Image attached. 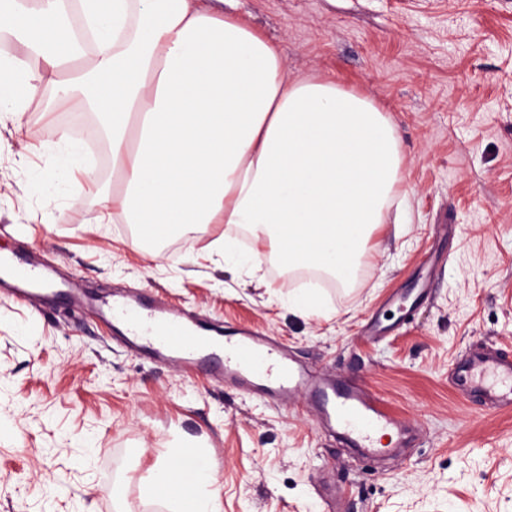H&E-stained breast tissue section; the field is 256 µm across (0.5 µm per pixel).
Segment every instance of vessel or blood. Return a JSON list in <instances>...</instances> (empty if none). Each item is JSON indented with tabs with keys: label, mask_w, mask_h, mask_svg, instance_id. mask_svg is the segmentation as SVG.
I'll return each instance as SVG.
<instances>
[{
	"label": "vessel or blood",
	"mask_w": 512,
	"mask_h": 512,
	"mask_svg": "<svg viewBox=\"0 0 512 512\" xmlns=\"http://www.w3.org/2000/svg\"><path fill=\"white\" fill-rule=\"evenodd\" d=\"M0 275L12 281L11 293L19 298L39 297L45 281L42 265L32 261L23 264L0 258ZM98 313L118 328L132 348L148 352L160 362H174L186 369L200 366L216 380L258 387L260 395L278 401L302 393L318 396L321 416L335 420L362 447H373L376 433L401 427L365 385H328L298 372L269 337L240 329L234 335L216 338L203 322H186L162 303L146 302L140 293L113 299ZM456 379L482 405L497 411L512 409V356L475 354L458 368Z\"/></svg>",
	"instance_id": "b4317fda"
}]
</instances>
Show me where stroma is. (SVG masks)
<instances>
[{"label":"stroma","mask_w":512,"mask_h":512,"mask_svg":"<svg viewBox=\"0 0 512 512\" xmlns=\"http://www.w3.org/2000/svg\"><path fill=\"white\" fill-rule=\"evenodd\" d=\"M276 42L290 76L375 100L401 143V195L361 274L289 276L279 261L224 266L210 224L145 256L121 224L90 223L42 149L93 112L43 88L15 130L0 118V251L41 261L100 297L146 288L216 331L276 339L297 367L368 386L413 429L375 465L323 427L302 397L263 400L209 376L130 355L89 309L0 292V512H167L142 485L160 456L201 448L221 512H512V412H475L454 381L473 350L512 353V0H226ZM319 289L330 320L288 307Z\"/></svg>","instance_id":"1"}]
</instances>
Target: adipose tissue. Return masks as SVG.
I'll list each match as a JSON object with an SVG mask.
<instances>
[{"mask_svg":"<svg viewBox=\"0 0 512 512\" xmlns=\"http://www.w3.org/2000/svg\"><path fill=\"white\" fill-rule=\"evenodd\" d=\"M59 2L0 17L27 55L0 61V112L21 123L45 86L61 101L85 98L120 179L99 194L92 223L136 224L156 239L228 224L289 267L354 277L401 167L399 139L372 98L289 77L274 43L209 0H74L96 23L89 54ZM79 59L84 75L60 81ZM200 454L183 448L156 466L146 497H166L170 512H220Z\"/></svg>","mask_w":512,"mask_h":512,"instance_id":"adipose-tissue-1","label":"adipose tissue"}]
</instances>
